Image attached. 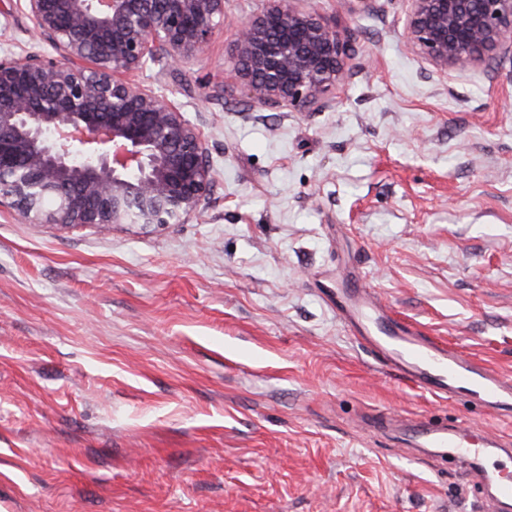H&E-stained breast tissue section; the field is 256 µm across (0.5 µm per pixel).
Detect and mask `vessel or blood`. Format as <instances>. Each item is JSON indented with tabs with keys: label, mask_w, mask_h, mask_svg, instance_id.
<instances>
[{
	"label": "vessel or blood",
	"mask_w": 512,
	"mask_h": 512,
	"mask_svg": "<svg viewBox=\"0 0 512 512\" xmlns=\"http://www.w3.org/2000/svg\"><path fill=\"white\" fill-rule=\"evenodd\" d=\"M353 287L336 294V313L353 330L357 339L376 354L400 377L426 392L442 398L466 390L486 405L503 413L512 412V379L484 365L462 357L453 348L437 343L417 328L394 319L390 308L353 275ZM421 439L433 448H455L461 455L474 454L466 430H451L422 423Z\"/></svg>",
	"instance_id": "b4317fda"
}]
</instances>
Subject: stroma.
<instances>
[{"mask_svg":"<svg viewBox=\"0 0 512 512\" xmlns=\"http://www.w3.org/2000/svg\"><path fill=\"white\" fill-rule=\"evenodd\" d=\"M225 0L199 57L139 73L205 138L199 218L102 232L0 206V512H501L405 420L512 417L399 380L331 304L350 268L512 377V60L440 74L407 0H303L348 34L320 112L249 99ZM19 0L0 50L46 51Z\"/></svg>","mask_w":512,"mask_h":512,"instance_id":"stroma-1","label":"stroma"}]
</instances>
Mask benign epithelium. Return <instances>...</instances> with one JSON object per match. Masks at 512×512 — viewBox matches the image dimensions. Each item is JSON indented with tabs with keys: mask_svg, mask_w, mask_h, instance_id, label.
Instances as JSON below:
<instances>
[{
	"mask_svg": "<svg viewBox=\"0 0 512 512\" xmlns=\"http://www.w3.org/2000/svg\"><path fill=\"white\" fill-rule=\"evenodd\" d=\"M53 54L0 55V205L24 224L109 230L186 224L215 172L197 125L134 78L195 58L224 0H24ZM266 0L241 23L237 77L258 103L318 110L349 77L348 35ZM408 47L441 73L493 52L512 58V0H410Z\"/></svg>",
	"mask_w": 512,
	"mask_h": 512,
	"instance_id": "benign-epithelium-1",
	"label": "benign epithelium"
}]
</instances>
